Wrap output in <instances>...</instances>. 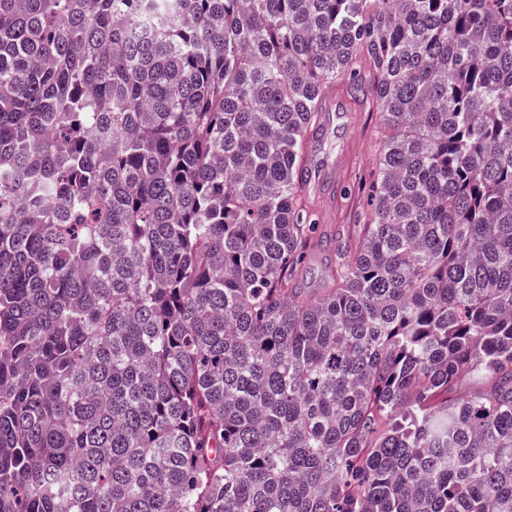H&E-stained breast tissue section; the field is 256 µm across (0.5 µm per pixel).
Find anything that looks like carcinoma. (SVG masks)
Returning <instances> with one entry per match:
<instances>
[{
    "label": "carcinoma",
    "instance_id": "obj_1",
    "mask_svg": "<svg viewBox=\"0 0 512 512\" xmlns=\"http://www.w3.org/2000/svg\"><path fill=\"white\" fill-rule=\"evenodd\" d=\"M0 512H512V0H0ZM342 103L344 119L329 118L325 112L322 135L310 140L313 163L319 166V182L312 181L308 201L316 224L336 238L355 235L369 209L364 189L372 168L378 121L374 114L355 105L349 96L336 90L327 109ZM334 258L333 253L324 247H319L310 255L307 263V275L304 285L306 288H320V274L324 266Z\"/></svg>",
    "mask_w": 512,
    "mask_h": 512
}]
</instances>
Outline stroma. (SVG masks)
Segmentation results:
<instances>
[{
	"label": "stroma",
	"instance_id": "1",
	"mask_svg": "<svg viewBox=\"0 0 512 512\" xmlns=\"http://www.w3.org/2000/svg\"><path fill=\"white\" fill-rule=\"evenodd\" d=\"M330 100L342 103L347 115L325 120L321 136L310 142L320 178L312 182L308 201L321 229L345 238L356 234L369 209L364 185L372 168L378 121L343 91L334 92Z\"/></svg>",
	"mask_w": 512,
	"mask_h": 512
}]
</instances>
